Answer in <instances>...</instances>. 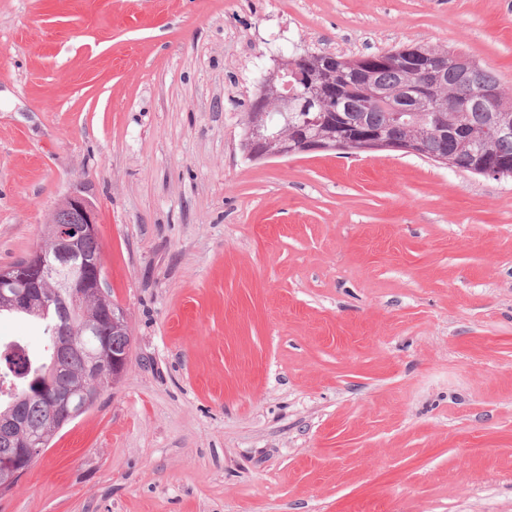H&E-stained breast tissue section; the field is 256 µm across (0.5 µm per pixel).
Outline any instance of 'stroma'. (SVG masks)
I'll return each mask as SVG.
<instances>
[{
	"mask_svg": "<svg viewBox=\"0 0 512 512\" xmlns=\"http://www.w3.org/2000/svg\"><path fill=\"white\" fill-rule=\"evenodd\" d=\"M455 48L512 0H0V266L97 207L122 381L0 512H512V178L252 161L276 61Z\"/></svg>",
	"mask_w": 512,
	"mask_h": 512,
	"instance_id": "obj_1",
	"label": "stroma"
}]
</instances>
